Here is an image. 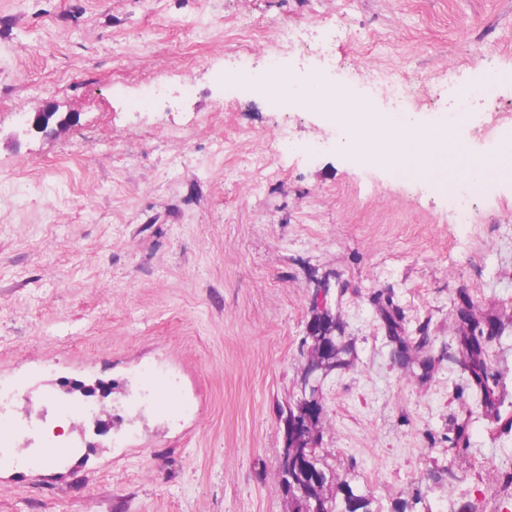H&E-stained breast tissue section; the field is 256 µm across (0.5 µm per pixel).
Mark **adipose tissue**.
Instances as JSON below:
<instances>
[{
	"mask_svg": "<svg viewBox=\"0 0 512 512\" xmlns=\"http://www.w3.org/2000/svg\"><path fill=\"white\" fill-rule=\"evenodd\" d=\"M325 110L338 124V151L365 165L390 161L403 180L422 185L447 177L478 185L512 180V160L476 155L467 141L455 138L454 127L469 121L464 113H457L451 128L410 122L396 126L370 103L344 93Z\"/></svg>",
	"mask_w": 512,
	"mask_h": 512,
	"instance_id": "1",
	"label": "adipose tissue"
}]
</instances>
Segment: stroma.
<instances>
[{
    "label": "stroma",
    "mask_w": 512,
    "mask_h": 512,
    "mask_svg": "<svg viewBox=\"0 0 512 512\" xmlns=\"http://www.w3.org/2000/svg\"><path fill=\"white\" fill-rule=\"evenodd\" d=\"M285 19L318 42L348 28L318 74L377 111L363 69L402 67L423 126L482 67L512 71V0H0V381L26 426L0 512H288L279 412L323 287L352 361L316 376L324 469L371 512H460L483 490L512 512L490 482L512 473V185L475 188L455 224L447 187L338 154L322 113L238 75L266 66L240 59L239 28ZM49 104L72 125L18 136L13 112ZM492 108L512 113V82L457 131L487 157L512 131L484 128ZM464 295L498 329L491 407L456 340ZM98 381L108 397L75 389ZM56 431L64 448L27 461Z\"/></svg>",
    "instance_id": "obj_1"
}]
</instances>
